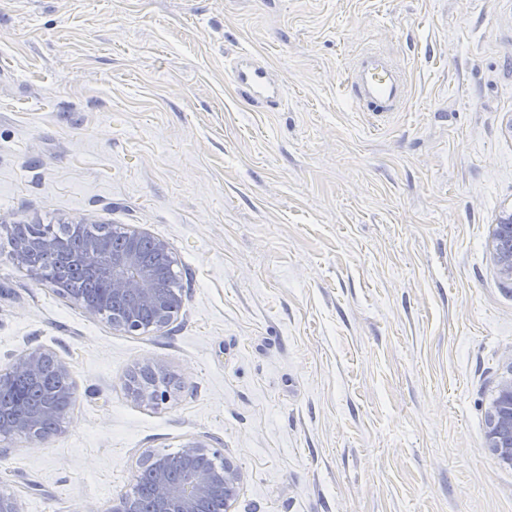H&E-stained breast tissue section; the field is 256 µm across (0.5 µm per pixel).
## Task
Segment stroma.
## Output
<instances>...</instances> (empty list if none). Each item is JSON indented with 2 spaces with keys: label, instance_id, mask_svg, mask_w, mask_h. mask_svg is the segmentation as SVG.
<instances>
[{
  "label": "stroma",
  "instance_id": "obj_1",
  "mask_svg": "<svg viewBox=\"0 0 512 512\" xmlns=\"http://www.w3.org/2000/svg\"><path fill=\"white\" fill-rule=\"evenodd\" d=\"M258 52L277 111L233 89ZM401 112L336 87L364 51ZM512 0H0V369L43 346L75 401L48 446L0 442L23 512H109L141 459L216 438L232 512H512L485 446L512 365ZM166 241L183 308L128 335L10 257L16 224ZM166 404L125 381L144 359ZM229 72L235 90L254 108L274 112L282 102L285 83L258 53L238 52L230 62ZM339 96L364 112H399L410 88L401 68L387 55H359L338 86ZM491 261L498 275L512 284V211H505L493 229L489 241Z\"/></svg>",
  "mask_w": 512,
  "mask_h": 512
}]
</instances>
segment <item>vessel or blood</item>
<instances>
[{"label":"vessel or blood","mask_w":512,"mask_h":512,"mask_svg":"<svg viewBox=\"0 0 512 512\" xmlns=\"http://www.w3.org/2000/svg\"><path fill=\"white\" fill-rule=\"evenodd\" d=\"M232 84L254 108L275 111L285 95V83L258 53L243 50L231 60ZM340 97L358 110L397 112L410 88L401 68L387 55L366 51L359 55L338 86Z\"/></svg>","instance_id":"vessel-or-blood-1"}]
</instances>
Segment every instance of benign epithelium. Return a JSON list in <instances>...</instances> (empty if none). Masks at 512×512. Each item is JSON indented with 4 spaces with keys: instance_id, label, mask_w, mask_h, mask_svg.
<instances>
[{
    "instance_id": "7a95c632",
    "label": "benign epithelium",
    "mask_w": 512,
    "mask_h": 512,
    "mask_svg": "<svg viewBox=\"0 0 512 512\" xmlns=\"http://www.w3.org/2000/svg\"><path fill=\"white\" fill-rule=\"evenodd\" d=\"M146 236L148 233L144 230L129 228L126 232L128 246L124 251L105 255L92 244L72 265L49 273L35 262L34 254L53 250L55 243L50 238L13 241L11 259L29 268L39 282L53 288L61 297L93 316H104L113 329L129 335H144L172 325L183 305V289L176 288L170 294L159 292L167 271L174 270L178 264L174 252L168 243L155 239L153 246L158 261L145 263L138 242ZM489 252L498 275L512 283V211L504 212L493 225ZM77 266L89 268L106 279L108 290L100 304H89L79 291L69 286V273ZM48 365L58 374L69 376L66 363L54 351L37 347L16 356L9 368L0 372V382L13 376L37 379ZM43 412L56 421V427L42 430L34 417L18 412L7 420L0 413V436L24 438L34 445L46 446L63 432L67 410L50 399ZM485 442L501 463L512 466V369L497 385ZM140 469L153 475L151 512H209L210 501L221 494L225 512H231L241 482L240 470L224 460L216 446L197 438L185 441L177 464H172L163 454L149 453L140 462ZM110 512H139L135 496L126 493L113 499Z\"/></svg>"
}]
</instances>
